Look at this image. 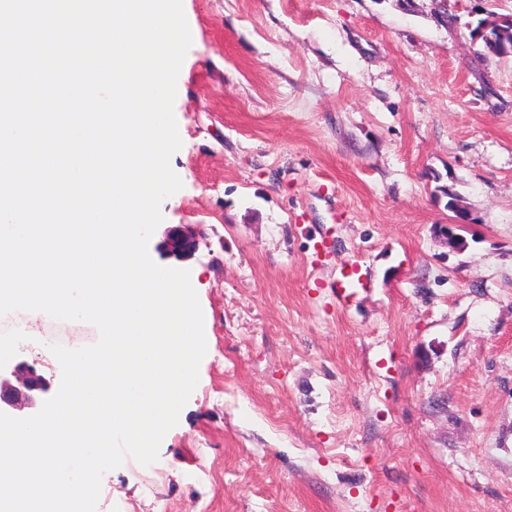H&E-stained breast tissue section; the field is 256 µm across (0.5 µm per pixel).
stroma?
I'll return each instance as SVG.
<instances>
[{
    "mask_svg": "<svg viewBox=\"0 0 512 512\" xmlns=\"http://www.w3.org/2000/svg\"><path fill=\"white\" fill-rule=\"evenodd\" d=\"M415 4L183 0L182 187L148 250L194 272L208 350L96 512H512V56L471 37L512 0ZM167 249L179 256H191L195 250V241L182 226H176L166 232L164 241Z\"/></svg>",
    "mask_w": 512,
    "mask_h": 512,
    "instance_id": "obj_1",
    "label": "stroma"
}]
</instances>
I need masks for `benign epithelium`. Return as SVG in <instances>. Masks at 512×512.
<instances>
[{"mask_svg":"<svg viewBox=\"0 0 512 512\" xmlns=\"http://www.w3.org/2000/svg\"><path fill=\"white\" fill-rule=\"evenodd\" d=\"M164 244L169 251L182 257L192 255L195 250L194 239L182 226L169 229ZM49 388V382L34 366L18 362L9 373L0 372V412L16 411L18 417L25 418L24 410L35 412L42 406Z\"/></svg>","mask_w":512,"mask_h":512,"instance_id":"benign-epithelium-1","label":"benign epithelium"}]
</instances>
